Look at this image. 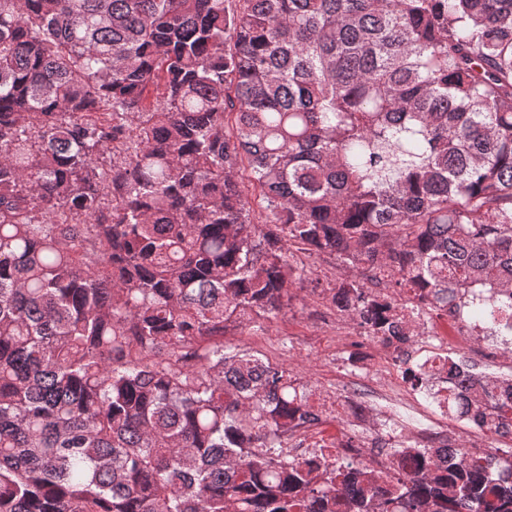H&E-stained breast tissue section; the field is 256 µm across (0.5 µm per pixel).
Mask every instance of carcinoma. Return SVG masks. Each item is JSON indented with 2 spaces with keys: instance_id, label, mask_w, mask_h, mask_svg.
<instances>
[{
  "instance_id": "cac0c4a2",
  "label": "carcinoma",
  "mask_w": 512,
  "mask_h": 512,
  "mask_svg": "<svg viewBox=\"0 0 512 512\" xmlns=\"http://www.w3.org/2000/svg\"><path fill=\"white\" fill-rule=\"evenodd\" d=\"M298 253L383 344L512 336V0H0V512H512L497 448L293 452L336 397L224 336ZM404 372L512 436V375ZM313 268L315 272L312 278H319L324 285L328 282L334 283L336 280L352 274L351 270L345 269L339 264L335 256L327 254L316 258Z\"/></svg>"
}]
</instances>
